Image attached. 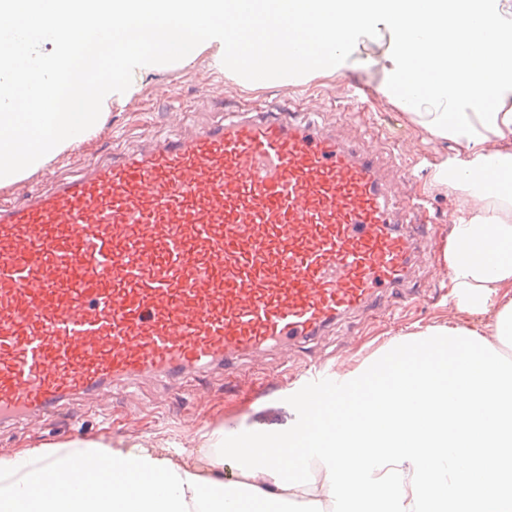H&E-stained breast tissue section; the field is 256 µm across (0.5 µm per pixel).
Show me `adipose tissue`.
Wrapping results in <instances>:
<instances>
[{
	"mask_svg": "<svg viewBox=\"0 0 512 512\" xmlns=\"http://www.w3.org/2000/svg\"><path fill=\"white\" fill-rule=\"evenodd\" d=\"M511 11L506 0H0V128L13 131L0 184L90 138L153 74L204 55L213 73L255 85L330 78L361 65L362 35L386 29L377 92L464 152L454 174L435 173L475 203L453 219L448 299L493 313L495 334L455 324L396 338L346 376V402L315 435L219 429L205 469L92 440L0 458V512H290L310 490L335 512H512V360L495 345L512 341V300L498 299L512 286V37L495 27ZM287 34L307 57L282 46ZM236 42L257 45L255 71ZM79 459L94 466L81 484L39 493Z\"/></svg>",
	"mask_w": 512,
	"mask_h": 512,
	"instance_id": "ef3b65f1",
	"label": "adipose tissue"
}]
</instances>
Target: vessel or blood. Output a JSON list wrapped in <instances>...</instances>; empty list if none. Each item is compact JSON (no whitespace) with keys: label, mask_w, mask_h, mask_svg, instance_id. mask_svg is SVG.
<instances>
[{"label":"vessel or blood","mask_w":512,"mask_h":512,"mask_svg":"<svg viewBox=\"0 0 512 512\" xmlns=\"http://www.w3.org/2000/svg\"><path fill=\"white\" fill-rule=\"evenodd\" d=\"M410 182L271 105L144 136L46 192L15 180L0 198V425L146 378L220 369L235 382L240 363L263 369L386 292L412 301L405 285L446 227ZM346 360L312 365L305 433Z\"/></svg>","instance_id":"vessel-or-blood-1"}]
</instances>
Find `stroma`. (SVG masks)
Here are the masks:
<instances>
[{
    "instance_id": "stroma-1",
    "label": "stroma",
    "mask_w": 512,
    "mask_h": 512,
    "mask_svg": "<svg viewBox=\"0 0 512 512\" xmlns=\"http://www.w3.org/2000/svg\"><path fill=\"white\" fill-rule=\"evenodd\" d=\"M365 79L364 72L348 71L332 79L285 89L278 85L253 87L214 75L200 61L148 79L142 92L124 111L111 112L90 139L89 149L104 156L132 148L147 133H175L178 121L165 93L171 85L175 86L191 123L198 125L220 120L228 111L275 103L311 114L341 133L356 132L366 149L384 151L396 139L402 147L412 148L414 154L429 156L431 166L413 168V189L430 195L437 215L455 213L461 207L460 195L455 189L435 182L434 167L458 156L460 147L410 123L405 113L375 92L365 100L362 127L354 128L355 116L348 110L344 89ZM444 258V253H437L435 260L420 270L416 283L419 295L407 316L392 315L380 321L365 315L348 319L328 334L293 348L291 365L297 367L309 358L351 349L361 331L379 336L386 344L398 336L463 322L464 314L449 306L448 284L437 273V263ZM228 421L240 433L253 435L262 430L288 431L296 426L298 416L291 399L276 395H258L237 407L227 404L223 373L210 371L184 376L173 385L158 380L140 384L131 391L118 387L97 409H86L74 401L42 421L0 427V458L94 440L166 448L175 462L194 465L201 449L208 447L211 432L223 428Z\"/></svg>"
}]
</instances>
